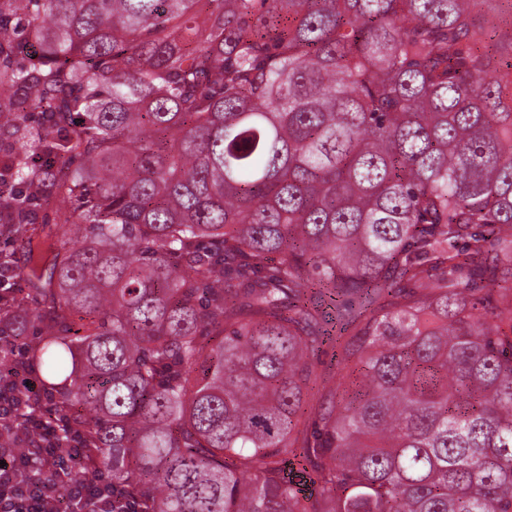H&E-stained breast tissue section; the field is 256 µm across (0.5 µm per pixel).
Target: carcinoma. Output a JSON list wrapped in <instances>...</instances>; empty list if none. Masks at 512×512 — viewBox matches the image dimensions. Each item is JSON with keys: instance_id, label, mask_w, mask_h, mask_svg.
Here are the masks:
<instances>
[{"instance_id": "1", "label": "carcinoma", "mask_w": 512, "mask_h": 512, "mask_svg": "<svg viewBox=\"0 0 512 512\" xmlns=\"http://www.w3.org/2000/svg\"><path fill=\"white\" fill-rule=\"evenodd\" d=\"M485 2L0 0V237L43 305L0 320L46 324L0 448L42 412L138 512H512ZM52 199L90 242L36 225ZM315 287L353 330L329 389Z\"/></svg>"}]
</instances>
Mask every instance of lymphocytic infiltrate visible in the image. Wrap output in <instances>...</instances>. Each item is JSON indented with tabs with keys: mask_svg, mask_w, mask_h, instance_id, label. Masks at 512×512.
Listing matches in <instances>:
<instances>
[{
	"mask_svg": "<svg viewBox=\"0 0 512 512\" xmlns=\"http://www.w3.org/2000/svg\"><path fill=\"white\" fill-rule=\"evenodd\" d=\"M41 387L30 384L19 360L0 365V426H6L18 405L41 395ZM39 441L41 475L22 479L27 458L0 448V512H120L118 496L103 478L78 482L71 474L82 452L61 451L55 446L57 424L38 418L31 425Z\"/></svg>",
	"mask_w": 512,
	"mask_h": 512,
	"instance_id": "f902f5d3",
	"label": "lymphocytic infiltrate"
}]
</instances>
